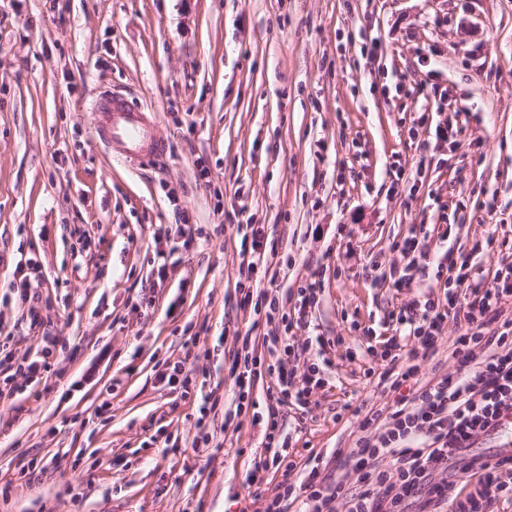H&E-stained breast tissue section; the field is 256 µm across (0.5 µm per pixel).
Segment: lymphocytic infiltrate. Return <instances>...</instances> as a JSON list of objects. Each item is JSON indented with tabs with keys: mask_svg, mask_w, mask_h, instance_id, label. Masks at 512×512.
I'll return each instance as SVG.
<instances>
[{
	"mask_svg": "<svg viewBox=\"0 0 512 512\" xmlns=\"http://www.w3.org/2000/svg\"><path fill=\"white\" fill-rule=\"evenodd\" d=\"M241 236L236 288L240 309L263 318L269 330L263 338L241 336L229 368L233 382L231 404L234 416L250 414L252 425L261 427L264 457L253 464L247 476L249 505L245 512H496L500 502L512 503V456L475 453L478 440L500 438L512 427V313L505 303L512 298V240L487 236L475 240L469 252L455 251L448 244L454 224L444 223L439 234L447 247L431 250L424 226H413L408 235L392 242L405 266L391 265L392 288L408 287L414 272L435 268L443 275L440 299L413 300L391 310L379 328L362 331L367 355H380L382 371L368 367L365 377L388 383L394 397L386 410H363L344 405L355 418L358 435L349 449H336L335 469L352 475L354 488L343 478L325 474L322 454L296 460L288 452L290 437L277 408L284 404L310 413L311 397L322 386L325 356L330 339L315 335L296 344L298 332L309 329L324 283L313 273L299 287L295 302L281 297L273 284L291 260L281 258L275 241L267 239L263 225L237 224ZM496 247V269L491 281H477L473 269L477 258ZM37 257L17 263L8 281L27 312L31 326L41 324L39 298L28 283L39 274ZM268 277L270 288H253L247 281L255 273ZM455 325L451 355L453 372L424 379L423 361L438 352L448 325ZM386 333L381 348L372 339ZM318 359L304 372L290 368V359L307 350ZM271 378L264 400H256L257 382ZM281 470L284 479L268 490L262 477L270 469Z\"/></svg>",
	"mask_w": 512,
	"mask_h": 512,
	"instance_id": "1",
	"label": "lymphocytic infiltrate"
}]
</instances>
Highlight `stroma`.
Returning <instances> with one entry per match:
<instances>
[{
    "label": "stroma",
    "mask_w": 512,
    "mask_h": 512,
    "mask_svg": "<svg viewBox=\"0 0 512 512\" xmlns=\"http://www.w3.org/2000/svg\"><path fill=\"white\" fill-rule=\"evenodd\" d=\"M368 24L374 61L356 36ZM433 45L430 78L418 58ZM103 91L155 111L164 162L106 149L92 126ZM444 100L470 123L438 150L414 119ZM397 162L422 171L408 202ZM491 197L500 214L482 209ZM460 200L463 251L512 213V0H0V282L37 255L44 319L31 329L0 286V345L20 356L58 339L40 382L0 395V512L247 506L259 428L219 414L213 447L193 448L201 388L159 379L196 341L232 394L231 333L254 319L236 303L238 212L294 259L280 293L321 272L314 331L343 339L307 419L283 410L292 453L350 447L342 406L386 402L351 323L379 326L434 281L429 269L398 291L369 264H390L392 241ZM182 212L189 243L163 263L154 234Z\"/></svg>",
    "instance_id": "35a3bbf8"
}]
</instances>
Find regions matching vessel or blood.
<instances>
[{"mask_svg": "<svg viewBox=\"0 0 512 512\" xmlns=\"http://www.w3.org/2000/svg\"><path fill=\"white\" fill-rule=\"evenodd\" d=\"M92 121L97 137L129 162L149 166L166 152L156 132L154 111L116 93L106 91L96 99Z\"/></svg>", "mask_w": 512, "mask_h": 512, "instance_id": "obj_1", "label": "vessel or blood"}]
</instances>
